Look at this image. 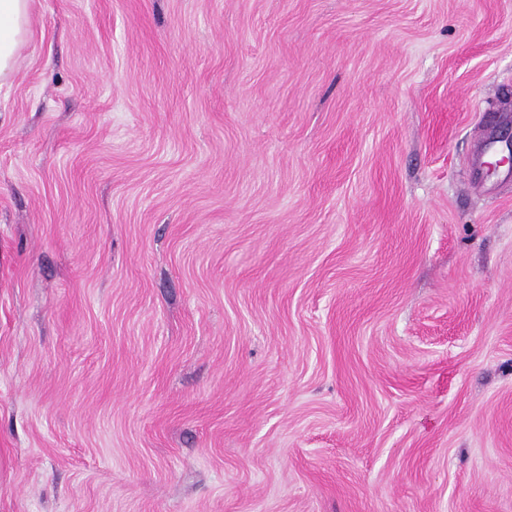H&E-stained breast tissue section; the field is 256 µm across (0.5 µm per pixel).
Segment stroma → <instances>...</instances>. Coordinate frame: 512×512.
Masks as SVG:
<instances>
[{
	"label": "stroma",
	"mask_w": 512,
	"mask_h": 512,
	"mask_svg": "<svg viewBox=\"0 0 512 512\" xmlns=\"http://www.w3.org/2000/svg\"><path fill=\"white\" fill-rule=\"evenodd\" d=\"M512 0H33L0 87V512H512Z\"/></svg>",
	"instance_id": "35a3bbf8"
}]
</instances>
